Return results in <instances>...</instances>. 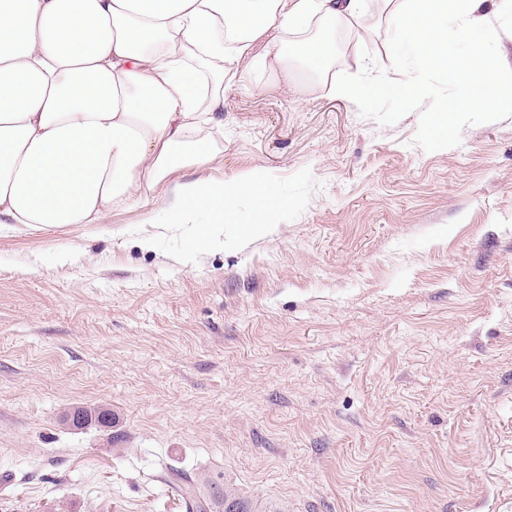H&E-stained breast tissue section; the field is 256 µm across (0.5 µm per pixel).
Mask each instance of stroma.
<instances>
[{
	"label": "stroma",
	"instance_id": "1",
	"mask_svg": "<svg viewBox=\"0 0 512 512\" xmlns=\"http://www.w3.org/2000/svg\"><path fill=\"white\" fill-rule=\"evenodd\" d=\"M392 31L368 0L321 81L256 64L295 36L247 52L223 152L179 180L320 184L247 247H142L169 182L104 224L0 230V512H187L170 466L253 512H512V98L446 112L479 77L419 72ZM371 74L414 91L322 89Z\"/></svg>",
	"mask_w": 512,
	"mask_h": 512
}]
</instances>
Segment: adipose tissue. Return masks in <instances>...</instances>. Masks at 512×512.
<instances>
[{
    "label": "adipose tissue",
    "mask_w": 512,
    "mask_h": 512,
    "mask_svg": "<svg viewBox=\"0 0 512 512\" xmlns=\"http://www.w3.org/2000/svg\"><path fill=\"white\" fill-rule=\"evenodd\" d=\"M424 71L458 72L503 95L506 56L486 0H385ZM366 0H0V224H103L172 174L215 158L224 83L269 31L313 19L361 25Z\"/></svg>",
    "instance_id": "obj_1"
}]
</instances>
